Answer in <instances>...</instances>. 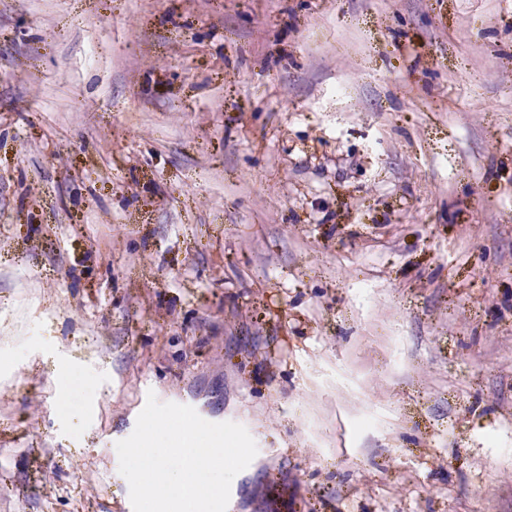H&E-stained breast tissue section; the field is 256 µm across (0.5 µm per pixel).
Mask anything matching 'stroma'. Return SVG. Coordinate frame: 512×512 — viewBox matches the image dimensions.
<instances>
[{"mask_svg":"<svg viewBox=\"0 0 512 512\" xmlns=\"http://www.w3.org/2000/svg\"><path fill=\"white\" fill-rule=\"evenodd\" d=\"M151 392L227 512H512V0H0V512Z\"/></svg>","mask_w":512,"mask_h":512,"instance_id":"stroma-1","label":"stroma"}]
</instances>
